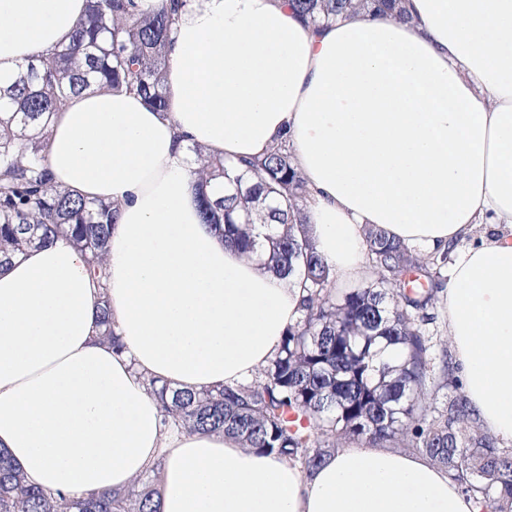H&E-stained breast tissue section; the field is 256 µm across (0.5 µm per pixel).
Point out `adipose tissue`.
I'll return each mask as SVG.
<instances>
[{
	"label": "adipose tissue",
	"mask_w": 512,
	"mask_h": 512,
	"mask_svg": "<svg viewBox=\"0 0 512 512\" xmlns=\"http://www.w3.org/2000/svg\"><path fill=\"white\" fill-rule=\"evenodd\" d=\"M86 0H0V78L68 44ZM412 22L355 11L327 26L285 0H184L167 109L106 90L57 112L56 181L120 209L102 279L68 236L0 266V453L68 497L158 474V512H476L447 470L389 448L336 449L313 473L221 432L164 421L155 380L247 384L300 317L302 290L203 223L240 160L286 141L307 237L336 279L366 226L450 250L445 318L463 392L512 445V0H406ZM226 178L201 183L193 147ZM491 228L480 243L466 237ZM108 307L122 351L100 336Z\"/></svg>",
	"instance_id": "obj_1"
}]
</instances>
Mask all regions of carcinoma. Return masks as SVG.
<instances>
[{"label": "carcinoma", "instance_id": "cac0c4a2", "mask_svg": "<svg viewBox=\"0 0 512 512\" xmlns=\"http://www.w3.org/2000/svg\"><path fill=\"white\" fill-rule=\"evenodd\" d=\"M304 19L329 20L357 10L388 12L408 21L401 0H288ZM181 0H165L151 17L135 14L134 0H87L69 45L35 57L0 86V253L4 261L24 249L68 233L95 274L118 224L112 203L87 201L55 185L42 164L53 115L72 95L108 87L136 93L156 111L166 110L163 78L169 32ZM203 181L226 175L224 160L196 147ZM232 189L203 195L206 224L224 225L238 251L264 255L280 277L301 278V316L288 327L278 355L254 383L203 392L151 385L162 412L196 431H224L250 448L298 462L306 473L352 440L389 448L397 443L448 469L478 512H512V449L500 447L461 396L437 405L457 389L448 349L434 361L430 320L448 252L426 255L377 227L365 231L371 281L338 293L324 259L302 236L307 189L288 147L239 162ZM270 227L265 242L249 226ZM101 336L119 350L107 307ZM153 481L125 494L82 500L29 485L0 456V512H157Z\"/></svg>", "mask_w": 512, "mask_h": 512}]
</instances>
